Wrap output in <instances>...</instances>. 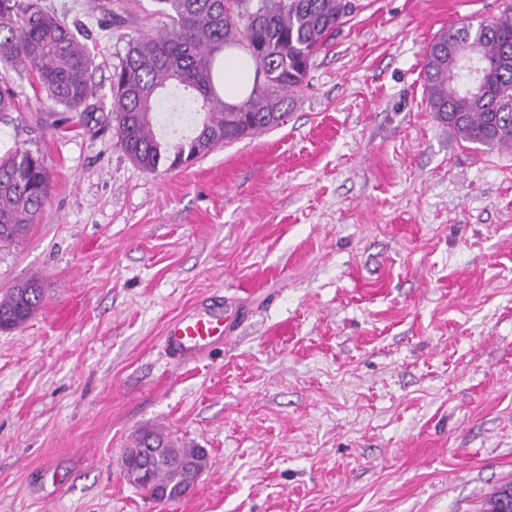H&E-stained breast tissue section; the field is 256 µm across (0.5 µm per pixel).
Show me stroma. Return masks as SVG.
<instances>
[{"instance_id": "obj_1", "label": "stroma", "mask_w": 512, "mask_h": 512, "mask_svg": "<svg viewBox=\"0 0 512 512\" xmlns=\"http://www.w3.org/2000/svg\"><path fill=\"white\" fill-rule=\"evenodd\" d=\"M40 0L83 25L95 98L69 112L7 70L0 155L50 181L0 246V512H480L512 480V148L465 143L426 108V51L503 0H352L278 126L148 173L109 120L128 0ZM79 299L67 324L53 309ZM237 320L180 365L162 336L201 300ZM203 448L200 482L145 499L120 459L138 429ZM41 290L34 283L19 284L10 294L0 300V329H14L25 324L38 310Z\"/></svg>"}]
</instances>
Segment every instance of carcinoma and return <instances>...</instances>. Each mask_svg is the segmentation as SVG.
I'll use <instances>...</instances> for the list:
<instances>
[{"label": "carcinoma", "mask_w": 512, "mask_h": 512, "mask_svg": "<svg viewBox=\"0 0 512 512\" xmlns=\"http://www.w3.org/2000/svg\"><path fill=\"white\" fill-rule=\"evenodd\" d=\"M163 30L131 36L111 79L113 129L127 156L154 173L176 169L215 147L254 136L287 116L288 94L303 86L312 58L346 22L350 0H154ZM80 29L44 10L39 0H0V66H31L36 89L71 112L95 94L94 58ZM240 45L256 66L255 85L241 104L224 103V49ZM482 71L484 92L471 93ZM426 107L460 140L487 149L512 146V4L476 24L451 28L428 46L423 71ZM184 91L183 108L194 134L169 143L157 133L164 100ZM49 191L43 158L23 147L0 157V244L25 236L39 218ZM41 290L26 282L0 300V325L14 329L38 310ZM133 447L150 448L145 460L132 453L131 470L147 465L137 488L152 496L168 491L177 501L190 492L188 472L202 471L203 448L181 450L160 427L141 429ZM512 481L488 493L482 512H498Z\"/></svg>", "instance_id": "cac0c4a2"}]
</instances>
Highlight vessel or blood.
<instances>
[{"label":"vessel or blood","instance_id":"1","mask_svg":"<svg viewBox=\"0 0 512 512\" xmlns=\"http://www.w3.org/2000/svg\"><path fill=\"white\" fill-rule=\"evenodd\" d=\"M223 341L224 314L219 310L186 313L169 324L163 336L168 355L182 362L195 360Z\"/></svg>","mask_w":512,"mask_h":512}]
</instances>
